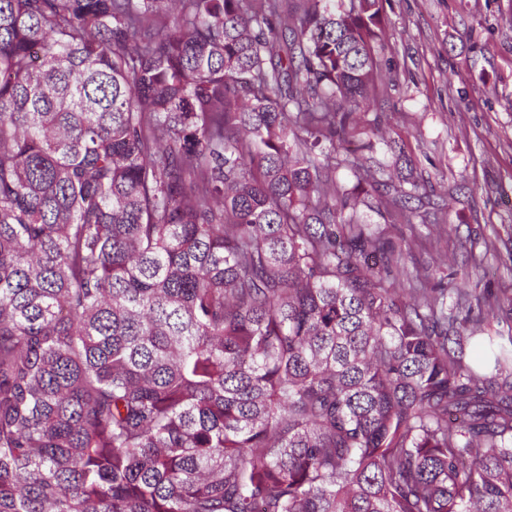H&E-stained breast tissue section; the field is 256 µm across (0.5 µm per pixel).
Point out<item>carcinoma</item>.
<instances>
[{
  "label": "carcinoma",
  "mask_w": 512,
  "mask_h": 512,
  "mask_svg": "<svg viewBox=\"0 0 512 512\" xmlns=\"http://www.w3.org/2000/svg\"><path fill=\"white\" fill-rule=\"evenodd\" d=\"M380 0H0V512H512V336L359 211ZM356 183H336V164Z\"/></svg>",
  "instance_id": "cac0c4a2"
}]
</instances>
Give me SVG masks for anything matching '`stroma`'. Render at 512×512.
I'll return each mask as SVG.
<instances>
[{
    "mask_svg": "<svg viewBox=\"0 0 512 512\" xmlns=\"http://www.w3.org/2000/svg\"><path fill=\"white\" fill-rule=\"evenodd\" d=\"M383 80L362 123L381 117L401 152L373 154L411 175L436 224H399L409 272L450 284L448 311L485 336L512 335V0H381ZM468 301L458 304L456 289ZM496 311H489V303Z\"/></svg>",
    "mask_w": 512,
    "mask_h": 512,
    "instance_id": "1",
    "label": "stroma"
}]
</instances>
